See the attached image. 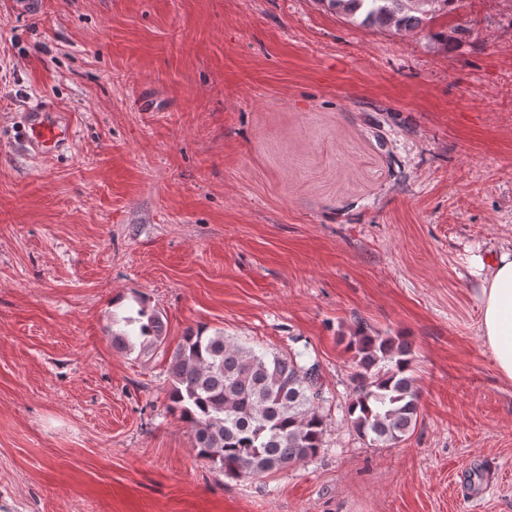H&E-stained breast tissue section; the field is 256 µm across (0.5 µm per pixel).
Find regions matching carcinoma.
<instances>
[{"instance_id": "carcinoma-1", "label": "carcinoma", "mask_w": 512, "mask_h": 512, "mask_svg": "<svg viewBox=\"0 0 512 512\" xmlns=\"http://www.w3.org/2000/svg\"><path fill=\"white\" fill-rule=\"evenodd\" d=\"M360 24L414 29L437 8L457 0H324ZM112 346L157 348L165 340L162 314L140 307L124 318ZM355 372L348 421L375 447L392 448L414 431L420 395L406 336H383L358 326L350 336ZM302 354L257 353L216 330L190 328L170 358L169 408L193 432L196 456L227 477L276 472L317 455L328 419L318 366Z\"/></svg>"}]
</instances>
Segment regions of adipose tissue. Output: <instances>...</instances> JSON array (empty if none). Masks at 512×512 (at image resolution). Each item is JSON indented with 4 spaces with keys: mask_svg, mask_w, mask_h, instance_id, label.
<instances>
[{
    "mask_svg": "<svg viewBox=\"0 0 512 512\" xmlns=\"http://www.w3.org/2000/svg\"><path fill=\"white\" fill-rule=\"evenodd\" d=\"M481 332L500 375L512 380V250L495 255L480 290Z\"/></svg>",
    "mask_w": 512,
    "mask_h": 512,
    "instance_id": "1",
    "label": "adipose tissue"
}]
</instances>
